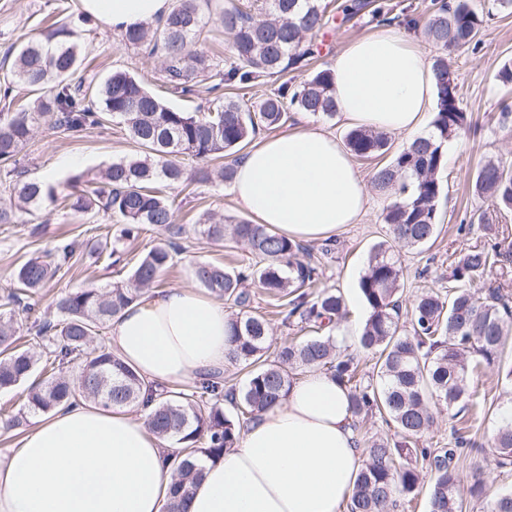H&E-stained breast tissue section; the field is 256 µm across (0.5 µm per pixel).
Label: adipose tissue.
Returning a JSON list of instances; mask_svg holds the SVG:
<instances>
[{
  "mask_svg": "<svg viewBox=\"0 0 512 512\" xmlns=\"http://www.w3.org/2000/svg\"><path fill=\"white\" fill-rule=\"evenodd\" d=\"M115 32L166 17L173 0H80ZM338 112L392 134L417 133L434 97L431 66L394 26L351 41L331 64ZM241 210L294 241L332 237L368 206L363 174L332 134L304 124L237 160ZM228 314L191 287L144 296L112 319L110 346L147 382L178 386L228 364ZM348 391L320 371L247 423L204 464L186 512H340L362 468ZM171 465L146 412L80 401L39 420L0 461V512H165Z\"/></svg>",
  "mask_w": 512,
  "mask_h": 512,
  "instance_id": "adipose-tissue-1",
  "label": "adipose tissue"
}]
</instances>
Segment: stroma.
<instances>
[{"instance_id":"1","label":"stroma","mask_w":512,"mask_h":512,"mask_svg":"<svg viewBox=\"0 0 512 512\" xmlns=\"http://www.w3.org/2000/svg\"><path fill=\"white\" fill-rule=\"evenodd\" d=\"M484 18L477 49H462L449 55L448 60L456 78L460 106L471 116L477 131L449 140L445 152L447 162L439 173L442 192L435 203L440 234L429 248L415 251L398 249L397 255L404 268L408 294L429 286L436 289L447 286L449 265L470 246L489 242L490 233L484 227L471 225L473 213L486 210L488 203L471 189L479 165L494 158L512 165V123L503 124V103L512 104V88L503 87L497 74L505 62L512 61V11L500 8L497 0H473ZM82 11L78 0H0V76L8 72L14 60L16 47L23 40L38 38L55 32L65 16L78 17ZM375 23L363 16L343 24H335L318 35V63H331L336 52L351 41L371 33ZM87 44L85 58L74 73L75 79L101 81L117 67L126 69L147 81L154 91L162 90L159 57L144 50L121 45V36L96 21L82 27ZM172 106L194 110L208 104L217 93L210 82L197 85L193 96L183 97L163 92ZM137 145L129 138L123 126L108 122L74 137L59 129L42 125L20 156L19 165L25 178L48 180L50 186L60 188L79 174L93 175L112 162L135 156ZM166 193L173 204L176 221L185 229L183 243L187 248L177 265L165 272L160 288L194 286L191 269L197 262L245 264L252 255L243 244L227 240L219 244L209 242L193 231L200 216L212 212L227 219L243 218L244 213L235 203L227 182L212 180L196 185L194 192L181 187H168ZM368 208L358 223L346 225L335 236V250L321 256L323 281L339 286L345 296L346 319L336 326L339 346L347 354H358L363 370H370L371 356L359 352L357 334L366 316V307L358 290L370 249L386 239L388 227L381 214L390 203L389 194L370 190ZM470 224L469 233H461L460 225ZM117 226L111 213L97 211L91 214L73 212L63 205L48 204L38 211L34 221L27 224H0V300L6 297L11 275L16 266L51 248L61 237L82 240H111ZM127 272L107 269L89 256H76L61 269L56 278L42 292L40 311L54 317L51 306L60 293L87 287H103L123 283ZM28 387L0 392V408L20 418L21 424L12 429H0V456H5L17 440L34 424L35 414L29 413L25 402ZM468 434L477 443L458 466L457 494L462 497L467 512H483L485 499H472L468 489L474 473H482L487 496L512 488V471L497 469L493 459V433L497 426L495 413H488L468 422Z\"/></svg>"}]
</instances>
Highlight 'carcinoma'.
I'll return each mask as SVG.
<instances>
[{"instance_id": "obj_1", "label": "carcinoma", "mask_w": 512, "mask_h": 512, "mask_svg": "<svg viewBox=\"0 0 512 512\" xmlns=\"http://www.w3.org/2000/svg\"><path fill=\"white\" fill-rule=\"evenodd\" d=\"M212 0H177L169 15L156 24H143L123 33L125 45L160 54L167 87L188 95L199 79L223 86L261 84L265 77L282 79L273 92L248 108L220 96L201 112L169 106L143 81L124 69L112 70L102 81L85 84L71 80L85 47L81 34L66 26L54 47L38 41L21 45L9 74L0 84V99L14 112H0V164L17 172L19 156L41 121L78 135L101 127L113 118L125 125L140 148L134 158L112 163L99 175L73 177L68 194L71 209L88 213L109 211L121 224L112 245L93 247L97 259L114 267L125 261L124 241L142 232L163 230L165 239L132 266L128 284L104 288H77L59 295L53 306L57 323L42 317L39 294L74 257L76 241L60 240L44 258H30L14 271L7 300L0 305V391L26 381L37 359L17 344L15 310L33 319L36 335L47 338L45 377L31 386L27 407L33 413L62 410L78 396L103 407H148L150 430L164 440L180 444L172 463V485L166 512H183L188 488L200 481L201 459L216 460L235 447L244 424L272 408L288 395L294 376L305 370L332 375L350 395L353 428L366 445V461L358 474L347 512H394L416 498L423 470L430 473L429 512H463L456 494L457 465L463 448L474 440L457 429L454 447L434 451L418 447L420 437L434 423L431 406H461L475 415L484 405L467 390V378L483 367H494L503 391L512 394V359L503 358L512 338V294L502 286L477 293L466 281L488 277L512 262V234L503 229L491 243L465 250L451 264L448 290L423 292L403 307L404 270L394 247L421 249L435 241V201L442 191L438 173L445 164L448 139L469 132L472 123L460 107L458 87L448 66V53L479 43L483 18L469 0H444L434 5L423 24L425 40L441 51L432 64L436 107L432 131L404 144L390 160L374 168L372 182L395 199L382 212L390 237L372 249L358 288L367 308L359 334L360 349L374 353L372 374L361 373L359 361L342 353L336 337L323 335L325 322L339 320L345 311L340 288L323 285L319 263L302 244L277 234L266 224L245 219L224 223L206 214L196 224L203 238L222 243L229 238L246 245L254 263L232 270L210 262L193 267L197 283L239 312L229 315L232 346L230 364L248 369L241 391L224 390V375H201L180 391H166L146 383L118 356L90 348L99 329L137 302L144 292L185 252L183 227L164 190L170 185L207 183L217 176L234 177V169L217 172L198 168L186 172L182 157L218 160L232 150H242L261 130L286 124L290 112L335 116L333 78L329 67L313 71L297 85L288 72L314 56L309 38L334 23L323 0H235L219 12L224 31L231 35L233 61L221 70L207 52L197 48L204 36L203 7ZM346 22L364 11L376 21L406 26L417 20L393 14V9L372 0H344L338 6ZM22 86L42 95L15 104L14 88ZM354 155L371 159L388 153V136L372 128H355L347 135ZM499 214L512 212V170L494 162L481 166L472 186ZM13 202L0 203V224L19 223L20 213L36 214L46 202L56 201L54 191L21 176L5 183ZM257 283L273 297L282 323L303 332L282 343L275 355L270 345L268 321L251 310L248 290ZM78 365L74 378L63 373ZM236 413L226 414L224 401ZM378 415L393 425L394 438L370 441L361 423ZM495 465L512 469V422L501 423L494 436ZM487 512H512V490L487 502Z\"/></svg>"}]
</instances>
